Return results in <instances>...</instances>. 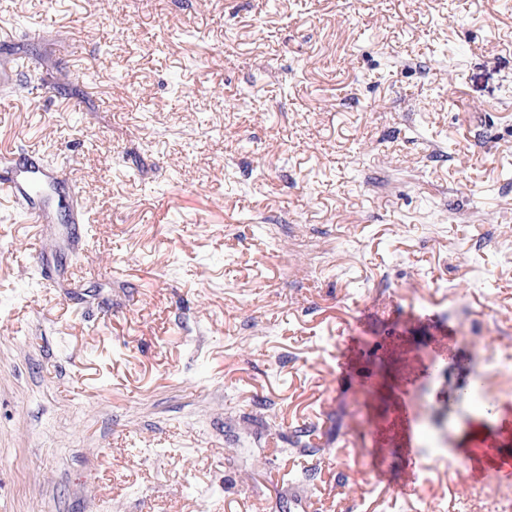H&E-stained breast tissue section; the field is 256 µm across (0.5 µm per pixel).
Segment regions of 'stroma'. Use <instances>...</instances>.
Returning a JSON list of instances; mask_svg holds the SVG:
<instances>
[{
  "label": "stroma",
  "mask_w": 512,
  "mask_h": 512,
  "mask_svg": "<svg viewBox=\"0 0 512 512\" xmlns=\"http://www.w3.org/2000/svg\"><path fill=\"white\" fill-rule=\"evenodd\" d=\"M2 58L0 152L65 164L90 222L61 186L47 244L0 196V512L512 496L384 444L376 479L351 414L357 339L398 330L372 421L408 393L460 464L512 444V372L496 419L456 401L512 355V0H0Z\"/></svg>",
  "instance_id": "obj_1"
}]
</instances>
